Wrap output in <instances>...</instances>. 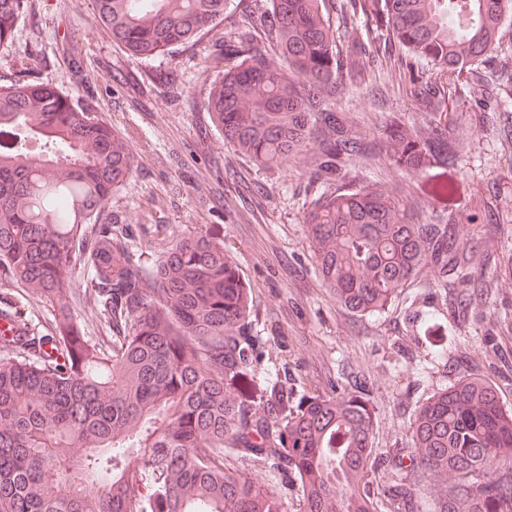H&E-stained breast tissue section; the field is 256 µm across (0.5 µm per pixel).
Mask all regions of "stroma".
<instances>
[{"mask_svg":"<svg viewBox=\"0 0 512 512\" xmlns=\"http://www.w3.org/2000/svg\"><path fill=\"white\" fill-rule=\"evenodd\" d=\"M241 10L216 30L147 61L127 56L98 23L92 0H28L9 46L0 47V86L22 79L55 85L112 127L129 144L134 169L105 205V214L143 224L138 248L156 255L175 238L219 228L224 249L253 289L255 332L267 337L263 367L287 366L301 394H335L337 385L366 380L379 411V451L408 447V420L459 368L488 371L480 347L484 325L512 309V278L474 318L451 326L438 289L427 281L406 288L385 312L363 317L343 310L316 272L301 216L321 188L307 164L284 161L273 172L238 157L212 126L204 107L224 58V37ZM462 126L458 175L470 188L462 214L481 207L478 188L492 186L512 202V166L498 143L512 130ZM437 309L424 333L412 335L409 308ZM278 340H269L271 329ZM441 347L446 358L426 373L417 362Z\"/></svg>","mask_w":512,"mask_h":512,"instance_id":"1","label":"stroma"}]
</instances>
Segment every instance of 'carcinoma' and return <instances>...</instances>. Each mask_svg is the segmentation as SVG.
<instances>
[{
	"label": "carcinoma",
	"mask_w": 512,
	"mask_h": 512,
	"mask_svg": "<svg viewBox=\"0 0 512 512\" xmlns=\"http://www.w3.org/2000/svg\"><path fill=\"white\" fill-rule=\"evenodd\" d=\"M113 38L135 60L188 44L224 22L233 0H93ZM344 29L326 0H269L224 39V74L205 106L233 149L272 169L307 158L322 185L304 211L313 262L336 301L358 316L380 313L423 275L454 293L463 318L472 301L512 277V208L473 224L506 230L493 270L471 266L456 203L458 126L485 127L483 107L448 111L460 80L486 90L512 72L504 48L512 0H346ZM27 0H0V46ZM372 22L405 70L415 115L390 112L373 136L344 115L343 98L373 83ZM267 41L269 55L256 48ZM46 147L32 158L28 139ZM383 155L399 175L422 179L397 197L352 169ZM133 171L127 143L57 88L34 80L0 86V512H287L280 494L248 476L269 467L299 512H420L424 487L444 492L431 512H512V319L496 317L481 345L500 363L497 380L464 369L435 390L409 423L415 455L386 457L388 494L369 484L377 408L369 391L301 395L280 370L260 371L266 338L255 334L251 291L224 241L176 238L152 259L132 243L142 227L99 221ZM443 223L424 222V201ZM83 296L108 323L99 341L71 314L73 268ZM26 288L56 308L45 331L8 299Z\"/></svg>",
	"instance_id": "carcinoma-1"
}]
</instances>
